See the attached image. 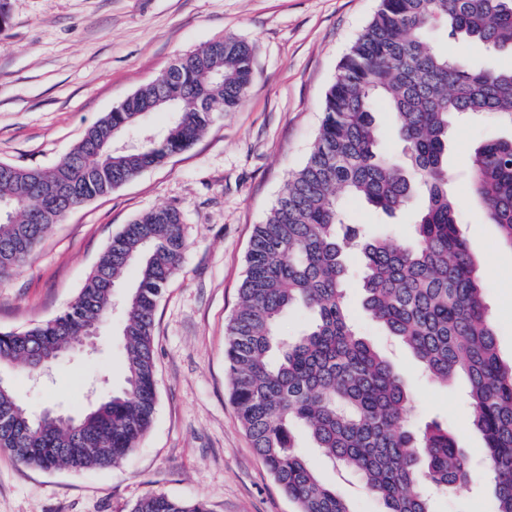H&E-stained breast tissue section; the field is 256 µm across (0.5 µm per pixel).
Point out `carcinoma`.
<instances>
[{
    "label": "carcinoma",
    "mask_w": 512,
    "mask_h": 512,
    "mask_svg": "<svg viewBox=\"0 0 512 512\" xmlns=\"http://www.w3.org/2000/svg\"><path fill=\"white\" fill-rule=\"evenodd\" d=\"M512 52V0H380L351 45L325 96L317 140L288 176L267 220L255 225L246 254L240 305L226 328L231 399L253 448L299 512H353L309 467L296 441L358 475L384 512H431L425 488L454 492L470 462L446 426L411 429V396L399 373L352 327L344 300L345 257H364L363 306L399 338L437 383L469 381L467 410L486 448L493 512H512V366L498 356L485 285L459 230V203L448 195L452 122L493 114L512 122V68H474L436 52L426 34ZM254 47L221 36L180 57L86 130L49 170L0 161V279L10 276L74 207L106 196L189 148L216 113L240 106L253 79ZM394 112L405 162L379 153L373 112ZM176 114L153 140L112 150L143 127L146 107ZM471 198L512 248V138L489 139L468 160ZM427 201L412 219L411 242L363 238L342 218L346 198L393 215L418 193ZM173 207L146 211L108 243L71 306L23 333H0V367L48 370L62 346L99 329L112 313L116 282L136 270L121 336L124 380L71 424L31 415L12 385L0 389V449L36 469L109 467L129 455L151 427L157 406L153 329L158 301L177 273L186 242ZM312 321L298 336L278 328L292 310ZM68 452L58 457L55 449ZM131 512H209L203 500L167 495L138 500Z\"/></svg>",
    "instance_id": "1"
}]
</instances>
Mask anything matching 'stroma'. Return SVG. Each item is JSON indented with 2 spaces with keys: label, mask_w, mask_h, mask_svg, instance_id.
<instances>
[{
  "label": "stroma",
  "mask_w": 512,
  "mask_h": 512,
  "mask_svg": "<svg viewBox=\"0 0 512 512\" xmlns=\"http://www.w3.org/2000/svg\"><path fill=\"white\" fill-rule=\"evenodd\" d=\"M0 31V160L47 169L84 132L178 57L221 35L255 48L254 77L241 105L218 115L185 151L112 194L71 210L26 263L0 280V332H22L63 311L84 287L112 236L136 215L173 206L184 217L187 248L161 296L154 325L158 401L154 423L136 450L107 469L74 472L27 467L0 451V512H130L148 494L204 500L210 512H298L266 470L230 400L225 330L254 227L263 223L289 173L306 161L318 135L325 94L349 46L378 0H8ZM429 45L470 65L499 69L475 43L430 34ZM511 138L512 125L482 114L453 123L448 134V192L463 207L460 231L488 285L498 354L512 361V250L468 194L466 163L484 139ZM347 220L370 234L408 243L413 228L345 200ZM363 256H347L346 304L359 333L389 356L412 396L415 427L449 425L473 464L468 489L431 502L432 512H491L494 490L482 464L481 434L463 403L465 377L432 382L422 364L363 309ZM127 272L101 328L99 350L72 353L47 375L0 370L34 415L76 413L91 388L120 386L122 310ZM309 466L355 512H380L379 501L342 477L307 437Z\"/></svg>",
  "instance_id": "1"
}]
</instances>
